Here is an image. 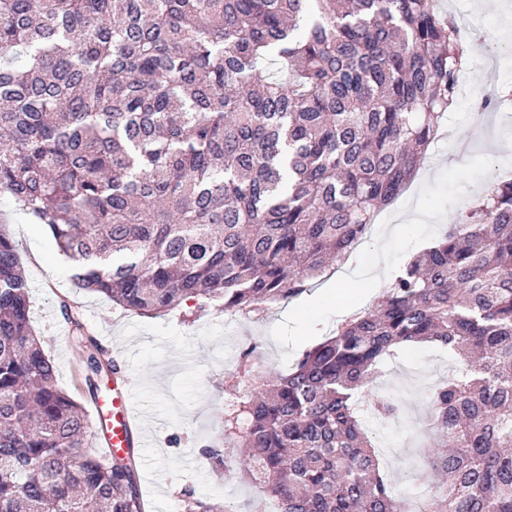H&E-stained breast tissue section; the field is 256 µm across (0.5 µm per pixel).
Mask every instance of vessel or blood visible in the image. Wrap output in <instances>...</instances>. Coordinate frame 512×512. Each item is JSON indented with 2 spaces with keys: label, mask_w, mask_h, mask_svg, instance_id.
I'll use <instances>...</instances> for the list:
<instances>
[{
  "label": "vessel or blood",
  "mask_w": 512,
  "mask_h": 512,
  "mask_svg": "<svg viewBox=\"0 0 512 512\" xmlns=\"http://www.w3.org/2000/svg\"><path fill=\"white\" fill-rule=\"evenodd\" d=\"M88 416L92 432L105 453L121 456L134 447V433L140 429L141 422L121 388H113L111 401H95Z\"/></svg>",
  "instance_id": "1"
}]
</instances>
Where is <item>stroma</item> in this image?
Here are the masks:
<instances>
[{"label":"stroma","instance_id":"stroma-1","mask_svg":"<svg viewBox=\"0 0 512 512\" xmlns=\"http://www.w3.org/2000/svg\"><path fill=\"white\" fill-rule=\"evenodd\" d=\"M438 0L452 17L475 21L485 38L469 47L462 72L468 90L441 123L446 135L432 144L403 193L382 212L365 243L342 268L350 285L363 287L377 268L400 270L433 243L458 211L483 189L494 173L512 172V100L481 113L476 109L488 86L512 87V0ZM0 224L7 225L24 267L35 335L56 366L58 387L83 398L80 357L71 338L64 306L75 309L85 331L105 352L121 351L120 378L132 404L147 417V446L138 449L141 492L146 512H184V492L203 501L221 500L234 512H253L264 503L278 506L244 474L238 456L215 469L201 448L224 431L225 384L250 388L239 367L249 359L253 375L287 372L307 348L331 337L345 319L348 301L328 275L302 294L247 317L218 308L198 311L187 303L162 315L144 317L121 309L95 293L79 290L71 263L61 256L44 225L23 215L15 201L0 193ZM401 224L402 237L383 244V225ZM454 361L446 350L420 343L387 360L373 386L400 398L394 427L365 419L374 444L383 448L385 469L397 493H413L417 506L431 494L418 479V450L429 437L427 396L447 381Z\"/></svg>","mask_w":512,"mask_h":512}]
</instances>
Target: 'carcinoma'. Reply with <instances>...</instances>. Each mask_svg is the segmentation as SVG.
I'll use <instances>...</instances> for the list:
<instances>
[{"label": "carcinoma", "instance_id": "1", "mask_svg": "<svg viewBox=\"0 0 512 512\" xmlns=\"http://www.w3.org/2000/svg\"><path fill=\"white\" fill-rule=\"evenodd\" d=\"M457 23L435 0H0V193L46 227L77 288L139 315H259L361 242L456 96ZM91 399L97 340L68 313ZM460 360L427 399V512H512V179L491 181L377 307L285 374L228 391L224 443L280 512H411L362 411L397 349ZM0 225V512H144L134 449L85 448ZM186 512H228L185 493Z\"/></svg>", "mask_w": 512, "mask_h": 512}]
</instances>
